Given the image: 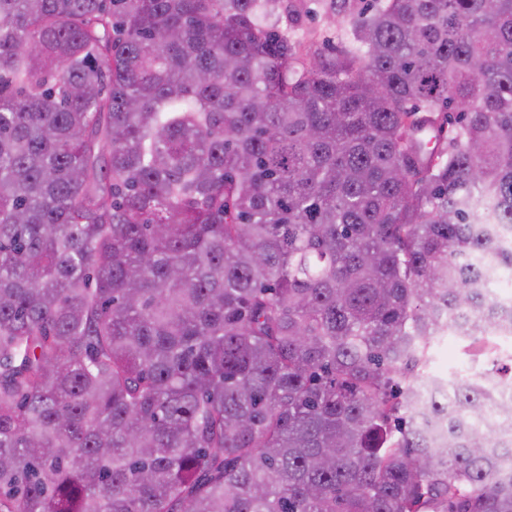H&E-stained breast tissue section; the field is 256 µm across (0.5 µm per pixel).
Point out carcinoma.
Here are the masks:
<instances>
[{
	"instance_id": "1",
	"label": "carcinoma",
	"mask_w": 512,
	"mask_h": 512,
	"mask_svg": "<svg viewBox=\"0 0 512 512\" xmlns=\"http://www.w3.org/2000/svg\"><path fill=\"white\" fill-rule=\"evenodd\" d=\"M0 0V512H512V0ZM371 0H270L264 24L276 27L303 56H326L354 49L351 19L376 4ZM363 54L365 48L354 49ZM467 342L455 336L438 337L430 348L431 373L446 380L469 377L491 368L487 357L474 361L465 351Z\"/></svg>"
}]
</instances>
